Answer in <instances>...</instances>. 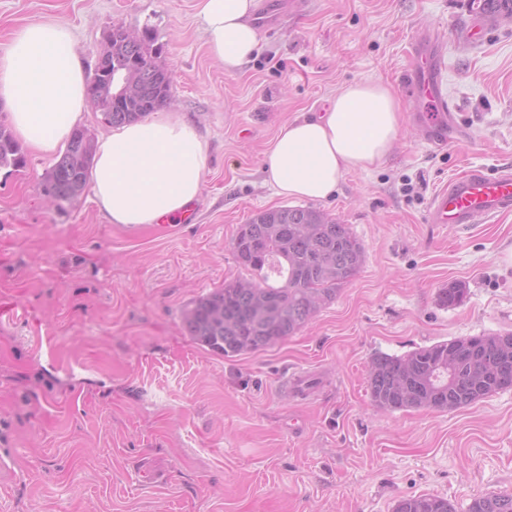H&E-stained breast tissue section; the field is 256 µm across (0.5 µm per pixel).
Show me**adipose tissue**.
Segmentation results:
<instances>
[{"label": "adipose tissue", "mask_w": 512, "mask_h": 512, "mask_svg": "<svg viewBox=\"0 0 512 512\" xmlns=\"http://www.w3.org/2000/svg\"><path fill=\"white\" fill-rule=\"evenodd\" d=\"M255 0H199L208 50L233 73L253 55L258 32L250 22ZM0 100L13 130L28 147L54 155L88 105L83 68L69 29L32 23L0 55ZM402 114L385 84L360 81L338 93L314 118L288 124L266 158V181L276 195L318 200L345 173L381 164L396 141ZM207 141L175 111L117 127L99 140L90 188L112 223L128 228L177 221L202 191Z\"/></svg>", "instance_id": "adipose-tissue-1"}]
</instances>
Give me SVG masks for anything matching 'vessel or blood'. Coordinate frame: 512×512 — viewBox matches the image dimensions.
I'll use <instances>...</instances> for the list:
<instances>
[{
    "label": "vessel or blood",
    "mask_w": 512,
    "mask_h": 512,
    "mask_svg": "<svg viewBox=\"0 0 512 512\" xmlns=\"http://www.w3.org/2000/svg\"><path fill=\"white\" fill-rule=\"evenodd\" d=\"M416 64L409 75L412 97L436 112H447L448 99L440 79L438 54L428 51L422 40H415ZM512 213V172L490 174L472 168L449 181L433 196L428 213L432 224H481L489 218Z\"/></svg>",
    "instance_id": "obj_1"
}]
</instances>
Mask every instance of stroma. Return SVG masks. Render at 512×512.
<instances>
[{
	"label": "stroma",
	"instance_id": "35a3bbf8",
	"mask_svg": "<svg viewBox=\"0 0 512 512\" xmlns=\"http://www.w3.org/2000/svg\"><path fill=\"white\" fill-rule=\"evenodd\" d=\"M483 0H262L235 74L207 50L198 0H0V54L24 26L69 27L92 72L115 27L150 36L173 108L209 146L192 223L128 232L91 191L51 206L52 157L0 169V512H392L433 494L466 512L512 493V389L461 408L386 413L371 356L512 332V215L432 224L470 167H512V15ZM442 46L456 132L435 146L404 86L419 36ZM390 84L402 125L384 162L313 206L364 247L355 276L300 331L233 358L194 343L180 312L251 271L231 241L272 196L283 127L356 81ZM464 282L444 307L440 288Z\"/></svg>",
	"mask_w": 512,
	"mask_h": 512
}]
</instances>
